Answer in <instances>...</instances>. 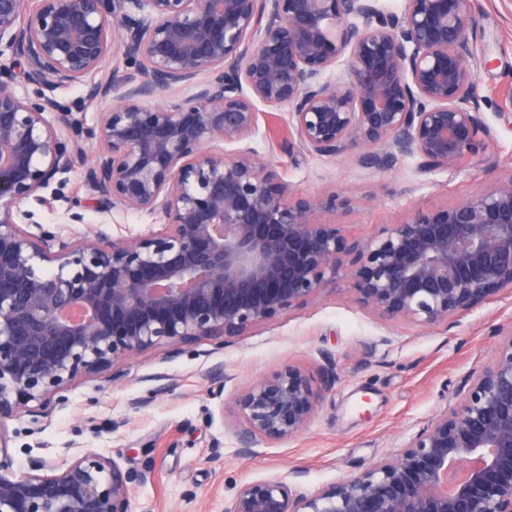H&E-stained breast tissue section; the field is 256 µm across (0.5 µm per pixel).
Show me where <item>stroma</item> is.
<instances>
[{
	"instance_id": "1",
	"label": "stroma",
	"mask_w": 512,
	"mask_h": 512,
	"mask_svg": "<svg viewBox=\"0 0 512 512\" xmlns=\"http://www.w3.org/2000/svg\"><path fill=\"white\" fill-rule=\"evenodd\" d=\"M475 71L485 118L495 137V167L470 161L457 173L422 181L413 158L384 172L361 169L344 158L293 163L284 150L287 109L260 107L251 146L297 193L335 191L357 199L339 215L347 235L373 239L386 225L417 206L453 203L512 172V0H478ZM53 209L36 211L38 223L69 235L90 233L100 220L87 212L71 224L68 199L82 195V174L73 170L51 182ZM512 322V292L502 291L453 327L388 323L365 311L348 281L328 282L307 304L217 350L201 340L178 352L162 346L130 357L121 383L104 376L76 379L62 403L30 433L29 416L0 422L15 471L29 455L58 462L95 453L145 475L131 500L132 512H224V502L243 483L280 479L302 494L369 468L402 448L432 415L456 404L461 378L490 360L499 325ZM335 353L339 376L328 382L322 350ZM214 363L233 374L221 395H212L202 371ZM299 367L323 397L309 428L298 437L258 443L238 452L244 426L235 405L249 385L285 366ZM171 379L164 398L150 400L155 377ZM144 400L140 409L131 400Z\"/></svg>"
}]
</instances>
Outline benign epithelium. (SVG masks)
Returning <instances> with one entry per match:
<instances>
[{"label":"benign epithelium","instance_id":"benign-epithelium-1","mask_svg":"<svg viewBox=\"0 0 512 512\" xmlns=\"http://www.w3.org/2000/svg\"><path fill=\"white\" fill-rule=\"evenodd\" d=\"M475 15L476 0H0V56L35 86L19 95L0 65V421L27 413L36 432L76 378L118 382L128 357L162 345L224 348L339 273L387 322L448 326L512 291V173L361 241L325 219L354 198L290 191L248 144L258 106L286 107L294 158L384 172L414 157L424 176L456 173L492 143ZM116 46L125 70L91 79ZM68 84L112 106L53 125L50 93ZM77 168L86 197L71 223L92 208L158 214L162 229L62 236L34 221L53 208L51 181ZM496 337L457 404L396 453L310 496L247 482L224 512H512V324ZM204 377L215 393L229 379L221 364ZM319 400L293 366L246 388L241 453L301 435ZM142 479L92 453L30 457L22 475L0 461V512H131Z\"/></svg>","mask_w":512,"mask_h":512}]
</instances>
